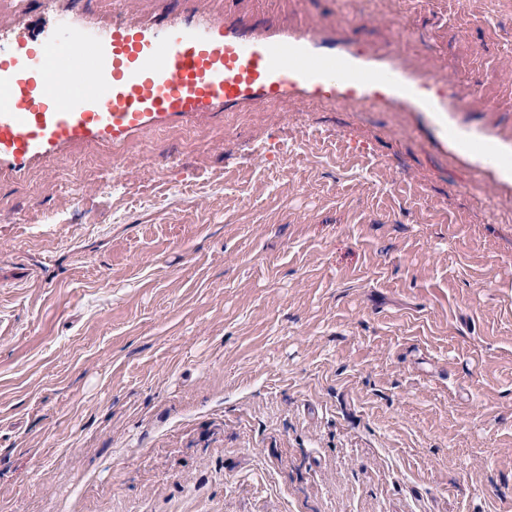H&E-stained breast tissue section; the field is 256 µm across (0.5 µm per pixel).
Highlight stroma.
I'll use <instances>...</instances> for the list:
<instances>
[{
    "label": "stroma",
    "mask_w": 512,
    "mask_h": 512,
    "mask_svg": "<svg viewBox=\"0 0 512 512\" xmlns=\"http://www.w3.org/2000/svg\"><path fill=\"white\" fill-rule=\"evenodd\" d=\"M232 11L448 110L153 129L107 202L106 145L0 174V512H512V183L457 149L512 157V0Z\"/></svg>",
    "instance_id": "obj_1"
}]
</instances>
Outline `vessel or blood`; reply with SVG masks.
I'll return each instance as SVG.
<instances>
[{
  "label": "vessel or blood",
  "instance_id": "1",
  "mask_svg": "<svg viewBox=\"0 0 512 512\" xmlns=\"http://www.w3.org/2000/svg\"><path fill=\"white\" fill-rule=\"evenodd\" d=\"M92 0H24L0 11V171H26L79 146L120 151L141 133L298 95L397 101L441 112L443 90L398 66L362 65L314 34H262L229 13L176 0L150 18Z\"/></svg>",
  "mask_w": 512,
  "mask_h": 512
}]
</instances>
